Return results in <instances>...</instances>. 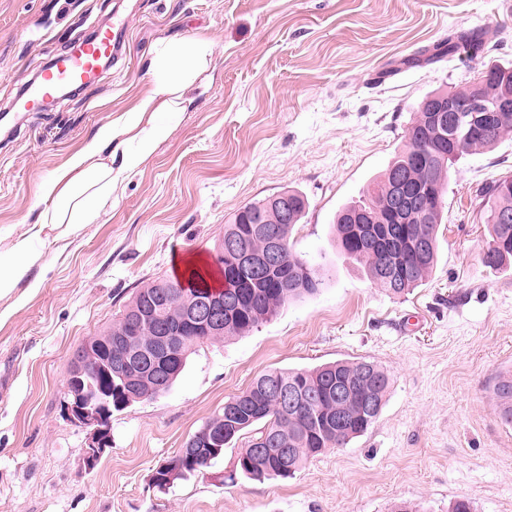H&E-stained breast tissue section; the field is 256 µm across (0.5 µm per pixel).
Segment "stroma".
<instances>
[{
	"label": "stroma",
	"instance_id": "1",
	"mask_svg": "<svg viewBox=\"0 0 512 512\" xmlns=\"http://www.w3.org/2000/svg\"><path fill=\"white\" fill-rule=\"evenodd\" d=\"M127 23L124 58L99 82L0 140V269L41 252L0 298V512H512V425L490 388L512 369V264L484 265L481 188L512 176V134L459 159L437 262L401 297L375 287L336 245L338 208L405 144L413 109L438 88L512 63V0H0V111L48 55L102 23ZM488 32L482 53L425 65V46ZM215 44L205 85L170 137L101 214L73 234L36 224L38 180L147 89L161 37ZM309 201L294 252L324 268L311 296L250 334L194 344L168 393L113 413L112 447L85 470L88 432L61 414L73 350L181 259L215 260L228 218L285 188ZM371 361L392 384L378 418L286 480L236 470L244 432L211 465L166 489L155 468L225 401L271 369Z\"/></svg>",
	"mask_w": 512,
	"mask_h": 512
}]
</instances>
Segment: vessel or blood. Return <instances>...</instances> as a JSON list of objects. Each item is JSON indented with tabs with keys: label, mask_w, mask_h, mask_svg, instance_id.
Returning a JSON list of instances; mask_svg holds the SVG:
<instances>
[{
	"label": "vessel or blood",
	"mask_w": 512,
	"mask_h": 512,
	"mask_svg": "<svg viewBox=\"0 0 512 512\" xmlns=\"http://www.w3.org/2000/svg\"><path fill=\"white\" fill-rule=\"evenodd\" d=\"M120 32L102 31L74 51L56 56L41 73L39 82L29 84L15 106L24 112L40 111L47 97L70 87H90L99 81L105 59L117 57Z\"/></svg>",
	"instance_id": "1"
}]
</instances>
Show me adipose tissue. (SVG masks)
Masks as SVG:
<instances>
[{
    "mask_svg": "<svg viewBox=\"0 0 512 512\" xmlns=\"http://www.w3.org/2000/svg\"><path fill=\"white\" fill-rule=\"evenodd\" d=\"M215 46L207 38H159L149 62L147 90L101 125L67 161L42 177L36 189L37 221L74 231L93 224L171 134L190 100L187 91L207 71Z\"/></svg>",
    "mask_w": 512,
    "mask_h": 512,
    "instance_id": "1",
    "label": "adipose tissue"
}]
</instances>
